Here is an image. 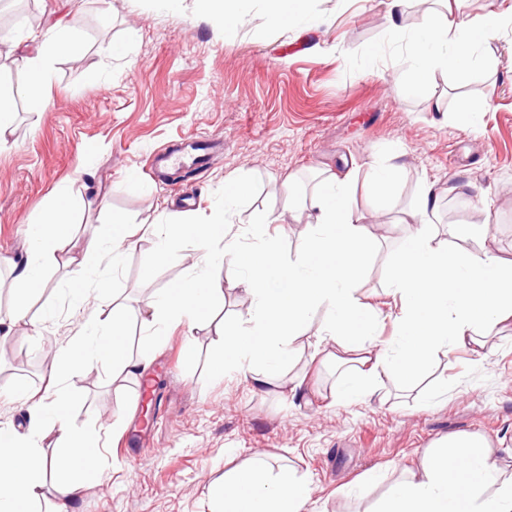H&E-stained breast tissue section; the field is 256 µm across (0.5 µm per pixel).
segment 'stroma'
<instances>
[{
  "mask_svg": "<svg viewBox=\"0 0 512 512\" xmlns=\"http://www.w3.org/2000/svg\"><path fill=\"white\" fill-rule=\"evenodd\" d=\"M245 25L225 31L222 18L196 20V0H7L0 31L19 36L65 16L82 42L57 59L45 106H28L27 73L0 59L14 81L15 119L0 147V314L24 308L43 321L40 337L25 322L0 338V427L26 432L15 391L70 398V417L96 432L99 474L76 512H213L212 489L225 471L261 458L308 482L307 512H371L382 487L365 484L371 469L387 481L414 467L429 448L456 433L485 437L504 470H512V325L487 331L482 349L436 350L411 384L383 369L372 375L374 396L356 403L337 397L339 364L315 342L327 320L318 309L305 323L297 355L278 385H254L247 371L215 375L224 354L216 330L252 304L245 270L232 260L207 268L224 295L194 329L171 321L146 334L147 300L199 273L195 245L183 241L158 261L151 234L119 261L104 257L103 290L76 307L70 280L78 257L110 216L147 226L179 213L194 224L227 214L230 233L246 234L270 220L282 257H294L309 231L307 212L288 217L287 178L310 191L322 172L353 171L355 209L377 243L359 295L376 314L367 343L398 334L389 294L396 225L407 219L423 182L441 201L438 233L448 225L484 224L483 240L449 239L476 253L512 259V26L495 55L482 58L465 83L436 73L434 87L407 89L406 42L387 41V0H309L289 31L268 21L265 0H242ZM447 109L434 111L436 97ZM483 112L468 115L469 102ZM199 134L222 143L200 170L166 185L148 173L151 157L177 150ZM402 154L405 169L392 199L377 201L366 165ZM250 182L245 204L224 206V182ZM87 200L75 212L66 253L42 272L40 290L19 302L18 266L29 248V221L56 194ZM106 197L108 211L96 206ZM118 310L132 356L149 355L147 373L163 379L150 416L134 378L113 380L87 363L64 367L49 381V355L68 348L89 318ZM120 428H113V418Z\"/></svg>",
  "mask_w": 512,
  "mask_h": 512,
  "instance_id": "obj_1",
  "label": "stroma"
}]
</instances>
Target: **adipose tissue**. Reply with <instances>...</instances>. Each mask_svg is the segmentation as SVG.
<instances>
[{
    "label": "adipose tissue",
    "instance_id": "obj_1",
    "mask_svg": "<svg viewBox=\"0 0 512 512\" xmlns=\"http://www.w3.org/2000/svg\"><path fill=\"white\" fill-rule=\"evenodd\" d=\"M466 0H447L443 16H426L419 36L413 37L408 63L416 86L431 83L437 71L453 69L458 80L469 77L467 62L477 46L493 41L504 26L512 25V10H490L462 25L458 14ZM41 52L22 57L30 75L29 104L41 108L54 61L78 52L80 41L64 19L48 28L27 33ZM351 176L324 175L302 202H290V211H310L312 230L298 245L294 260H284L266 226L252 231L257 244L243 248L236 241L224 245L226 255L243 265L245 291L252 297L249 310L231 327H221L225 361L248 368L252 381L269 385L291 361L311 312L327 307L325 342L339 349L363 347L373 315L356 295V283L375 247L359 222ZM441 197L433 185H423L412 222L403 233L392 260V289L401 330L398 345L379 350L376 365L403 377H414L429 353L438 347L476 342L482 325L512 320V261L490 250L464 253L448 248L434 230ZM84 205L74 196L58 197L51 208L30 224L31 246L16 278L17 287L33 290L39 270L68 245L67 224ZM220 222L185 224L171 221L153 227L155 252L165 260L180 240L190 238L201 260L213 265L212 237L223 231ZM135 243L127 224L111 218L106 230L91 239L77 262V288L90 287L104 253L120 258ZM219 283L188 277L151 296L144 324L154 328L168 320L193 322L207 313L221 294ZM121 321L90 319L82 335L52 360L94 361L116 374L138 375L146 358L126 354ZM27 408L29 433L19 439H0V512H31L44 487L57 485L65 494L57 512H73L87 480L96 472L100 449L95 437L78 428L69 416V400L53 403L20 393ZM56 437L58 452L45 454L39 446L44 430ZM220 512H304L309 500L303 482L268 475L264 462L228 471L218 491ZM377 512H512V477H505L494 450L477 434H451L426 453L388 490Z\"/></svg>",
    "mask_w": 512,
    "mask_h": 512
}]
</instances>
